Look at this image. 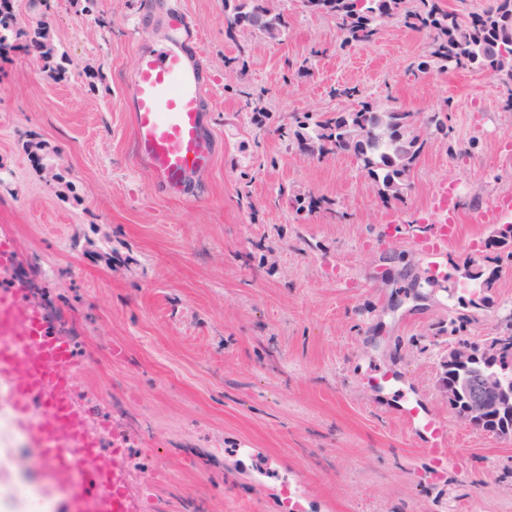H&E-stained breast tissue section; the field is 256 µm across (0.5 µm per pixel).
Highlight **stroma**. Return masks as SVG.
I'll return each instance as SVG.
<instances>
[{"label": "stroma", "instance_id": "1", "mask_svg": "<svg viewBox=\"0 0 512 512\" xmlns=\"http://www.w3.org/2000/svg\"><path fill=\"white\" fill-rule=\"evenodd\" d=\"M266 4L288 18L282 40L229 33L224 0H14L0 44L11 282L71 340L87 427L125 434L131 490L150 510L283 512L287 499L304 512H512V437L461 422L445 379L451 348L485 346L512 317V261L488 259L475 221L512 193V92L479 71L420 69L429 38L398 20L341 50L335 22L301 0ZM176 11L200 36L217 154L174 198L135 162L125 94L137 50ZM307 56L309 73L289 70ZM339 86L426 125L441 113L450 136L427 126L403 200H383L350 153L299 148L297 116L356 109ZM446 184L461 187V236L434 265L423 219ZM471 260L497 274L487 301L460 274ZM386 371L446 420L441 483L421 478L428 456L401 397L374 383Z\"/></svg>", "mask_w": 512, "mask_h": 512}]
</instances>
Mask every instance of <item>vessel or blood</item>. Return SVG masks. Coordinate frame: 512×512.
<instances>
[{
    "mask_svg": "<svg viewBox=\"0 0 512 512\" xmlns=\"http://www.w3.org/2000/svg\"><path fill=\"white\" fill-rule=\"evenodd\" d=\"M159 48L140 50L128 84L135 158L164 191L176 194L211 170L213 139L204 130L206 92L200 54L189 53L182 38L191 27L185 15H168ZM452 192L441 188L431 208L437 221L426 240L428 257L442 260L458 237ZM512 220V196L505 195L477 216L481 224ZM78 359L71 342L57 335L20 288L0 286V380L8 388L0 401L25 427L30 445L47 462L58 496L53 512H144L131 497L124 464L128 450L103 451L84 425L74 397ZM401 420L423 437L432 457L431 477L448 463L445 420L417 400H406Z\"/></svg>",
    "mask_w": 512,
    "mask_h": 512,
    "instance_id": "obj_1",
    "label": "vessel or blood"
}]
</instances>
